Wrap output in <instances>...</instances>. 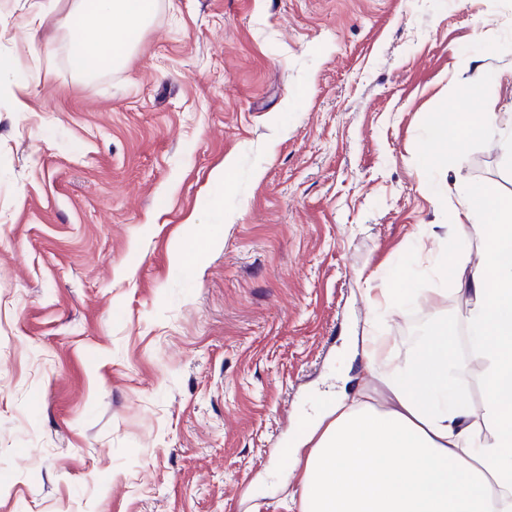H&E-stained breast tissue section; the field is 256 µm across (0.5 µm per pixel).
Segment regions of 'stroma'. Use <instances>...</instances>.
I'll return each instance as SVG.
<instances>
[{"mask_svg":"<svg viewBox=\"0 0 512 512\" xmlns=\"http://www.w3.org/2000/svg\"><path fill=\"white\" fill-rule=\"evenodd\" d=\"M34 2L0 0V512H300L303 433L380 395L354 339L404 361L444 316L478 405L435 254L476 264L455 209L512 160L421 158L465 82L512 114V0H157L90 76Z\"/></svg>","mask_w":512,"mask_h":512,"instance_id":"1","label":"stroma"}]
</instances>
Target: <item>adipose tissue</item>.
<instances>
[{
  "mask_svg": "<svg viewBox=\"0 0 512 512\" xmlns=\"http://www.w3.org/2000/svg\"><path fill=\"white\" fill-rule=\"evenodd\" d=\"M154 0H78L69 28L77 71L122 63L148 23ZM460 112L454 126L435 122L437 144L465 143L495 125ZM457 223L480 242L471 273L457 271L468 298L471 349L482 361V401L459 399L450 376L459 358L454 325L435 322L412 358L391 362L389 339L364 340L371 360L390 362L383 404L339 397L308 434L302 512H512V197L471 186Z\"/></svg>",
  "mask_w": 512,
  "mask_h": 512,
  "instance_id": "obj_1",
  "label": "adipose tissue"
}]
</instances>
